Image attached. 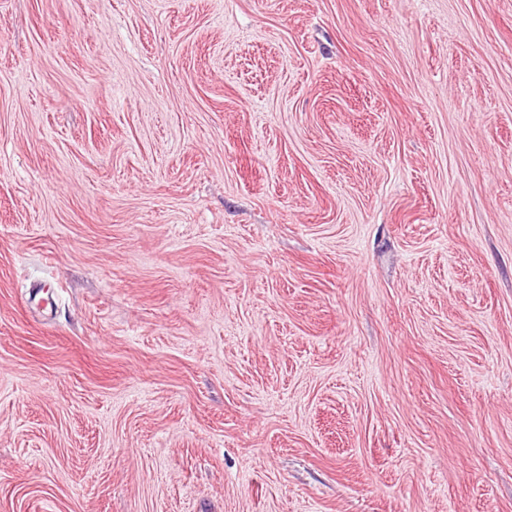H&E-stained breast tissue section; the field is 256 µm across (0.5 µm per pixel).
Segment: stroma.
<instances>
[{
  "label": "stroma",
  "instance_id": "35a3bbf8",
  "mask_svg": "<svg viewBox=\"0 0 512 512\" xmlns=\"http://www.w3.org/2000/svg\"><path fill=\"white\" fill-rule=\"evenodd\" d=\"M0 512H512V0H0Z\"/></svg>",
  "mask_w": 512,
  "mask_h": 512
}]
</instances>
